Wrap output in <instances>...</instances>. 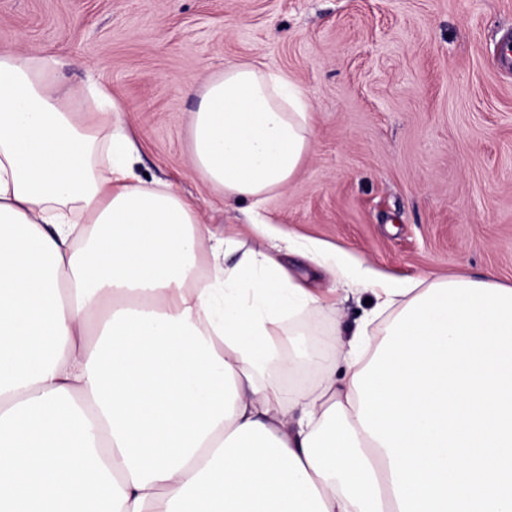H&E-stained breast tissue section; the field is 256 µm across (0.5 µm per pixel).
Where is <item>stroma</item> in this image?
<instances>
[{
    "mask_svg": "<svg viewBox=\"0 0 512 512\" xmlns=\"http://www.w3.org/2000/svg\"><path fill=\"white\" fill-rule=\"evenodd\" d=\"M512 0H0V48L64 63L127 107L134 169L252 241L246 202L190 169L192 77L259 61L295 78L314 138L260 212L393 279L512 286Z\"/></svg>",
    "mask_w": 512,
    "mask_h": 512,
    "instance_id": "obj_1",
    "label": "stroma"
}]
</instances>
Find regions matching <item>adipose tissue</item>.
<instances>
[{
	"mask_svg": "<svg viewBox=\"0 0 512 512\" xmlns=\"http://www.w3.org/2000/svg\"><path fill=\"white\" fill-rule=\"evenodd\" d=\"M57 67L0 49V512H512V287L288 238L374 298L303 348L321 299L140 180L123 104ZM198 91L205 182L258 204L300 172L311 105L286 72L234 62Z\"/></svg>",
	"mask_w": 512,
	"mask_h": 512,
	"instance_id": "adipose-tissue-1",
	"label": "adipose tissue"
}]
</instances>
